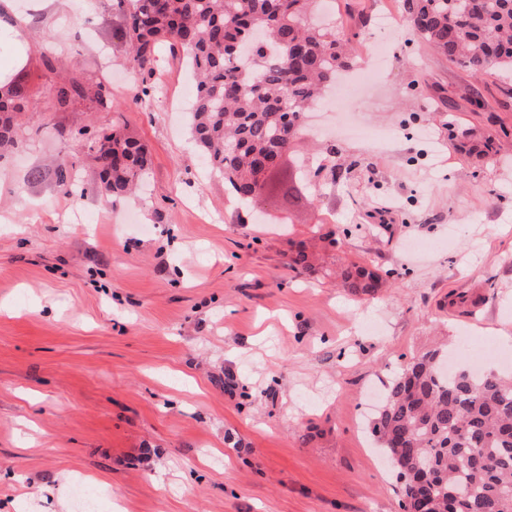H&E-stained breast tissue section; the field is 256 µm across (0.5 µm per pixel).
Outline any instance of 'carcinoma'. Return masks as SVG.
Instances as JSON below:
<instances>
[{"label":"carcinoma","mask_w":512,"mask_h":512,"mask_svg":"<svg viewBox=\"0 0 512 512\" xmlns=\"http://www.w3.org/2000/svg\"><path fill=\"white\" fill-rule=\"evenodd\" d=\"M125 54L150 75L161 45L183 53L196 97L190 132L210 171L237 200L256 204L271 188L269 165L294 147L306 112L351 56L336 27L311 18L315 0H129ZM416 37L477 78L512 72V0H403ZM92 96L112 99L106 79L90 88L57 87L54 107ZM29 101L23 77L0 87V151L19 144V117ZM79 147L100 164V192L127 195L150 176L149 152L128 133L78 131ZM496 136L468 134L465 153L485 158ZM74 162L53 174L60 191L77 194ZM343 287L373 296L383 278L353 266ZM371 433L386 448L413 512H512V376L462 369L452 375L438 349L411 358L389 385Z\"/></svg>","instance_id":"1"}]
</instances>
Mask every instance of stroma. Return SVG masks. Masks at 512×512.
Masks as SVG:
<instances>
[{
    "label": "stroma",
    "instance_id": "stroma-1",
    "mask_svg": "<svg viewBox=\"0 0 512 512\" xmlns=\"http://www.w3.org/2000/svg\"><path fill=\"white\" fill-rule=\"evenodd\" d=\"M401 8L335 0L352 70L378 79L343 104L351 126L306 127L291 190L251 210L191 145L187 64L165 47L151 78L132 71L118 0H8L0 66L23 21L34 109L0 160V512H79V477L100 512H402L369 423L404 362L468 340L512 370V78L378 28ZM68 78L108 79L111 107L55 109ZM145 86L168 111L136 101ZM114 125L149 149L141 199L103 196L77 150ZM468 131L498 135L496 158L460 152ZM66 155L78 203L54 183ZM350 263L388 272L377 295L342 288ZM462 290L477 311L449 306Z\"/></svg>",
    "mask_w": 512,
    "mask_h": 512
}]
</instances>
